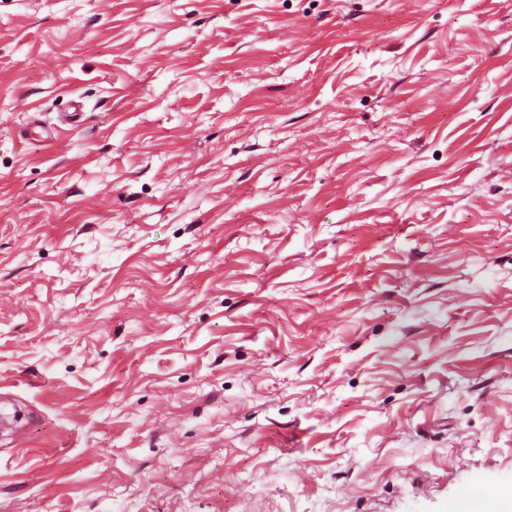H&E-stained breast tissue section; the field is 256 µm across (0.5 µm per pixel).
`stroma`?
I'll return each mask as SVG.
<instances>
[{
  "instance_id": "stroma-1",
  "label": "stroma",
  "mask_w": 512,
  "mask_h": 512,
  "mask_svg": "<svg viewBox=\"0 0 512 512\" xmlns=\"http://www.w3.org/2000/svg\"><path fill=\"white\" fill-rule=\"evenodd\" d=\"M470 494L512 512V0H0V512Z\"/></svg>"
}]
</instances>
